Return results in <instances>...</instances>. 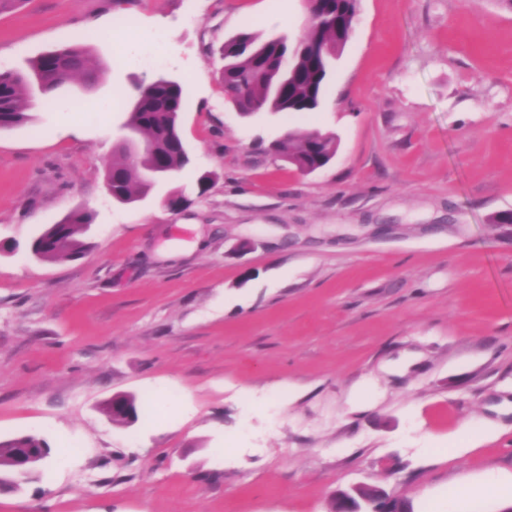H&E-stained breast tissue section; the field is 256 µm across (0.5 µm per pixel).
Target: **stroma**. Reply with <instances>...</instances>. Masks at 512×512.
Wrapping results in <instances>:
<instances>
[{"mask_svg": "<svg viewBox=\"0 0 512 512\" xmlns=\"http://www.w3.org/2000/svg\"><path fill=\"white\" fill-rule=\"evenodd\" d=\"M307 16V0L0 14V70L80 40L104 70L0 130V439L51 454L0 488V512H333L360 483L448 512L457 489L512 481V225L496 220L512 0H358L318 111L239 117L221 46L298 37ZM160 75L187 87L192 161L124 205L105 171L134 84ZM290 130L335 134V158L307 175L268 153ZM76 209L89 250L34 259ZM121 394L136 420L105 414Z\"/></svg>", "mask_w": 512, "mask_h": 512, "instance_id": "stroma-1", "label": "stroma"}]
</instances>
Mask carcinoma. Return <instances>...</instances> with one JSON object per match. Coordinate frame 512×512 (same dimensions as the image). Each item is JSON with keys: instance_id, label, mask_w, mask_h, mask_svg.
Returning a JSON list of instances; mask_svg holds the SVG:
<instances>
[{"instance_id": "cac0c4a2", "label": "carcinoma", "mask_w": 512, "mask_h": 512, "mask_svg": "<svg viewBox=\"0 0 512 512\" xmlns=\"http://www.w3.org/2000/svg\"><path fill=\"white\" fill-rule=\"evenodd\" d=\"M310 21L293 44L284 38L260 39L243 31L221 48L225 65L220 72L224 92L242 112H315L321 106L335 60L347 42L357 18L356 0H308ZM101 74L88 46L82 43L45 52L30 63L29 70L0 71V129L31 120L35 96L46 95L61 83L80 75L90 81ZM188 104L183 84L158 77L143 83L126 127L143 140L142 152L132 154L131 142L122 141L113 151L105 172L112 198L134 204L147 193L148 172L172 176L190 163L179 117ZM271 150L288 159L298 170L322 167L335 155L336 137L311 131L287 132ZM91 216L82 210L70 212L46 229L36 242L34 256L41 261L73 258L90 244L81 236ZM18 448L49 452L44 439L35 434L0 440V469L11 471Z\"/></svg>"}]
</instances>
